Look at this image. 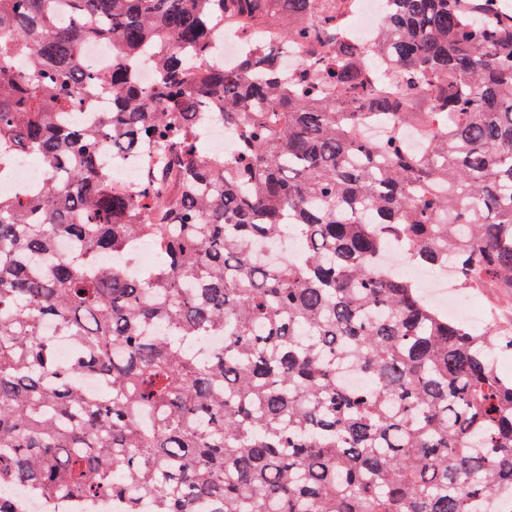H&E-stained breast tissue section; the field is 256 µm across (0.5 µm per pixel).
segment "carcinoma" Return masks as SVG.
Returning a JSON list of instances; mask_svg holds the SVG:
<instances>
[{"label": "carcinoma", "instance_id": "cac0c4a2", "mask_svg": "<svg viewBox=\"0 0 512 512\" xmlns=\"http://www.w3.org/2000/svg\"><path fill=\"white\" fill-rule=\"evenodd\" d=\"M345 0H0V145L45 166L0 197V489L146 496L152 512H477L512 493V329L436 313L412 281L373 273L386 238L470 291L512 300V14L499 0H393L366 49ZM281 19L315 70L283 81L279 55L204 66L218 15ZM90 40L112 44L101 71ZM158 48L157 79L135 68ZM401 84L380 94L367 56ZM426 90L428 111L411 92ZM107 96L95 125L67 116ZM236 129L238 154L199 144L202 115ZM414 124L419 153L364 122ZM153 144L177 176L133 194L98 162ZM298 236L291 264L251 243ZM73 238L76 252L53 256ZM151 239L131 278L100 257ZM222 336L200 360L188 343ZM73 355L56 358L54 337ZM352 364L371 387L336 379ZM104 380L101 395L80 389Z\"/></svg>", "mask_w": 512, "mask_h": 512}]
</instances>
